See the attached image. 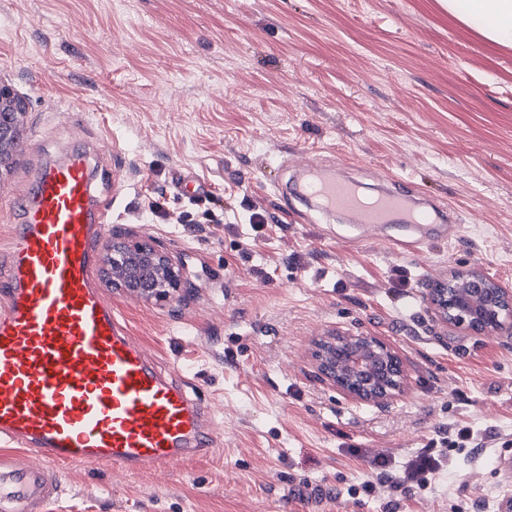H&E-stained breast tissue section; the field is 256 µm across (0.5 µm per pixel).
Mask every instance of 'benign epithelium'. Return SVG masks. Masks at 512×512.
<instances>
[{
	"label": "benign epithelium",
	"instance_id": "1",
	"mask_svg": "<svg viewBox=\"0 0 512 512\" xmlns=\"http://www.w3.org/2000/svg\"><path fill=\"white\" fill-rule=\"evenodd\" d=\"M27 101L0 82V112L15 120L0 124V161L11 157L19 139L21 119ZM144 266L153 269V282H139ZM105 269L112 287L124 289L145 300L170 298L191 287V273L184 262L171 256L161 244L140 239L114 228L106 244ZM449 280L459 289L454 307L446 301L429 300L445 325L467 327L496 338L512 337V287L487 277L480 269L453 273ZM496 301L508 313L487 318L486 304ZM312 362L322 380L353 400L373 406H386L406 389V374L396 352L376 336L329 333L314 341Z\"/></svg>",
	"mask_w": 512,
	"mask_h": 512
}]
</instances>
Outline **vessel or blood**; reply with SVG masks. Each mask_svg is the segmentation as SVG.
Returning a JSON list of instances; mask_svg holds the SVG:
<instances>
[{
	"instance_id": "b4317fda",
	"label": "vessel or blood",
	"mask_w": 512,
	"mask_h": 512,
	"mask_svg": "<svg viewBox=\"0 0 512 512\" xmlns=\"http://www.w3.org/2000/svg\"><path fill=\"white\" fill-rule=\"evenodd\" d=\"M69 129L65 157L42 160L31 190L9 200L18 222L0 259V440L32 458L0 456V512H44L60 495L57 463L166 470L205 452L188 366L160 368L95 283L102 164L82 138L80 114ZM303 193L368 231L400 216L399 236L382 240L397 255L456 230L415 207L403 187L370 197L313 167Z\"/></svg>"
}]
</instances>
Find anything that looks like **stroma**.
<instances>
[{
    "mask_svg": "<svg viewBox=\"0 0 512 512\" xmlns=\"http://www.w3.org/2000/svg\"><path fill=\"white\" fill-rule=\"evenodd\" d=\"M0 80L28 101L22 193L68 146L67 110L103 160L105 228L160 241L181 298L96 282L161 363L192 367L213 454L170 471L61 467L47 512H498L512 499V340L441 324L433 283L478 268L512 285V46L441 0H0ZM368 185L408 180L457 227L396 256L346 217L281 198L294 157ZM210 185L192 197L180 175ZM264 213L262 227L251 224ZM376 336L409 389L381 409L318 379L314 339ZM481 432L475 448L443 432ZM445 467L394 486L422 450ZM444 465V459L440 455H435L429 450L418 453L407 465L400 471L394 472L387 458L377 457L373 462V469L381 478H386L393 484L424 486L426 484V474H433L439 471Z\"/></svg>",
    "mask_w": 512,
    "mask_h": 512,
    "instance_id": "1",
    "label": "stroma"
}]
</instances>
